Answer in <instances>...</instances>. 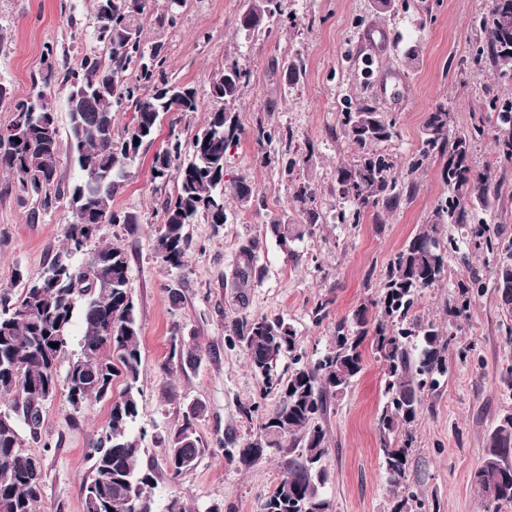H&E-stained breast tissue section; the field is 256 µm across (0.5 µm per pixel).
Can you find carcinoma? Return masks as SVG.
Listing matches in <instances>:
<instances>
[{"label": "carcinoma", "instance_id": "obj_1", "mask_svg": "<svg viewBox=\"0 0 512 512\" xmlns=\"http://www.w3.org/2000/svg\"><path fill=\"white\" fill-rule=\"evenodd\" d=\"M150 0H112L115 21L103 35L93 33L103 53L83 55L72 67L66 50L49 45L44 68L24 99L12 98L0 82V105L12 112L3 126L11 143L0 151V168L15 175L18 200H39L50 211L68 205L72 222L66 244L49 262L55 277L25 282L20 295L0 288V512H36L45 477L44 457L24 450L25 441L42 439L43 410L59 386L75 410L91 400L110 404L109 420L93 445V475L80 486L84 512H154L158 467L143 465L145 433L133 434L139 417L140 327L130 286L127 251L103 244L84 260L76 255L97 235L103 224L137 229L138 215L117 209L113 198L128 179L143 144L155 139L161 116L177 112L184 119L199 111L197 90L169 80L167 56L161 45L146 49L141 19ZM279 0H247L240 25L249 33H271L280 14ZM485 44L472 58L478 64L484 54L498 62L512 63V0L493 8L490 21L482 24ZM248 73L232 64L211 80V97L221 106L209 112L207 123L188 139L176 136L157 152L151 178L162 186L174 182L173 194L161 209L163 224L157 230L154 251L169 268L184 266L191 247L186 226L200 219L215 227L227 221L225 199L231 197L243 209L254 205L255 193L245 176L224 180L229 152L241 140L243 128L232 105L247 83ZM67 89L71 106L67 151L78 170L73 180L59 177L60 140L55 113L46 101L60 88ZM497 111L496 138L500 159L512 162V101L490 103ZM134 112L122 131L115 129L116 112ZM341 135L356 149L351 164L336 170L342 195L360 214L367 207L393 208L401 196L393 176L394 162L375 145L388 141L393 124L364 102L340 113ZM260 161L277 162L267 150L273 140L288 137V130L258 126L253 133ZM471 139H448V109L437 104L424 124L420 157H444L441 178L448 196L435 211L432 223L415 234L388 264L376 322L359 309L352 319L336 323L332 342L315 360L306 359L297 332L282 315L241 313L224 322L229 345L239 347L252 371L262 379L263 393L276 398L273 410L261 417L257 434L243 444L233 436L224 439V458L249 467L281 449L291 439L289 456L282 462V478L264 499L260 512H332L322 492L329 481L323 466L328 453L324 419L334 400L340 399L363 369L362 345L372 347L385 361L383 407L379 429L389 439L382 448V467L393 486L406 483L409 470L410 426L423 410L424 394L447 373L445 353L454 339L437 325L413 315L423 291L436 286L445 275V258L456 248V239L440 238V226L467 229L474 247L504 256L495 270V285L512 282V239L501 237L485 222L469 223L466 201L487 200L499 194L501 185L470 164ZM315 213L305 224H290L272 217L267 235L287 254L293 244L314 232ZM257 242L242 248L248 258L236 271L242 286L262 280L263 269L254 264ZM93 265L95 277L87 279L84 267ZM482 284L472 277L456 283L457 296L450 314L464 317L474 289ZM58 347L53 348L51 344ZM77 351L69 352L71 344ZM209 350L196 340L171 336L166 364L180 368L198 365ZM286 356L290 370L284 376L277 361ZM65 372H60L62 361ZM124 387L113 394V383ZM202 407L192 405L173 433H156L153 442L164 448L163 464L171 481L193 469L206 448L197 435L196 421ZM475 485L494 510L512 505V415L501 416L490 434L485 457L475 473Z\"/></svg>", "mask_w": 512, "mask_h": 512}]
</instances>
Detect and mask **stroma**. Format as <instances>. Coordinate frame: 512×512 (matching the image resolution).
<instances>
[{
  "instance_id": "stroma-1",
  "label": "stroma",
  "mask_w": 512,
  "mask_h": 512,
  "mask_svg": "<svg viewBox=\"0 0 512 512\" xmlns=\"http://www.w3.org/2000/svg\"><path fill=\"white\" fill-rule=\"evenodd\" d=\"M493 0H416L391 14H375L371 0H282L283 14L272 34L247 35L240 26L244 0H186L175 27H159L167 0H152L143 19L145 46L163 43L168 74L198 91L201 107L190 123L165 117L155 140L140 157L113 199L115 207L136 213L135 233L123 226L102 225L87 250L116 243L130 260V277L141 339L140 416L148 433L142 460L161 464L164 451L150 435L173 432L195 403L204 412L196 422L208 450L197 467L177 482L160 476L154 508L163 512L171 496L183 498L191 512H259L262 500L281 478L282 452L244 468L228 463L222 442L235 435L250 439L258 421L241 412L244 404L275 405L262 397V382L247 366L243 353L224 339V322L241 312L283 314L292 323L308 358L330 344L337 320L366 307L376 319L382 274L390 260L433 219L445 194L440 178L443 159L430 157L417 170L409 164L424 138V122L438 103L448 106V133L475 135L470 161L500 181L498 196L467 203L473 220L498 225L512 238V164H501L495 143L496 123L487 107L491 98L512 99V77L504 64L472 66L483 41L480 20L489 17ZM71 47L70 63L100 51L93 37L90 0H0V81L15 99L32 90L42 68L45 43ZM417 49L415 64L406 55ZM302 58L298 84L286 83L283 67ZM235 62L249 72L235 104L244 132L225 168L227 176L248 174L264 206L247 210L226 207L227 222L214 228L200 221L188 225L192 248L182 269H171L155 257V230L162 222L164 192L151 180L154 154L169 137L188 138L203 126L216 102L209 86L214 72ZM370 100L394 124L382 148L395 162L402 189L392 209L368 208L358 223L340 224L338 211L349 209L336 181L340 164L353 162L355 151L339 132L345 105ZM289 128V143L273 142L277 154H310L307 166L292 176L261 164L252 133L258 123ZM16 179L0 170V288L15 285L16 272L33 280L64 242L72 215L66 206L51 212L37 204H19ZM309 183L311 200L294 202L299 183ZM319 221L314 234L295 244L287 255L264 235L269 213L303 224L308 212ZM458 249L449 253L445 277L426 290L417 316L440 330L453 332L446 353L448 372L426 392L424 409L412 424L406 485L391 486L382 467L379 411L384 403L385 365L372 345H364L363 369L325 420L330 474L325 488L333 512H392L397 501L414 495L433 503L437 512H486L474 483L485 441L501 415L512 412V316L503 312L494 286L496 259L475 249L464 229L453 228ZM258 240L255 260L265 275L239 287L235 270L242 246ZM479 274L485 288L467 317L449 314L458 280ZM182 300L172 306L170 289ZM328 301L322 323L311 312ZM197 339L208 354L193 368H166L172 331ZM108 401H89L73 411L66 389H59L44 413L43 437L50 449L27 443L26 451L43 454L47 477L40 512H83L79 488L92 474L90 452L105 427Z\"/></svg>"
}]
</instances>
